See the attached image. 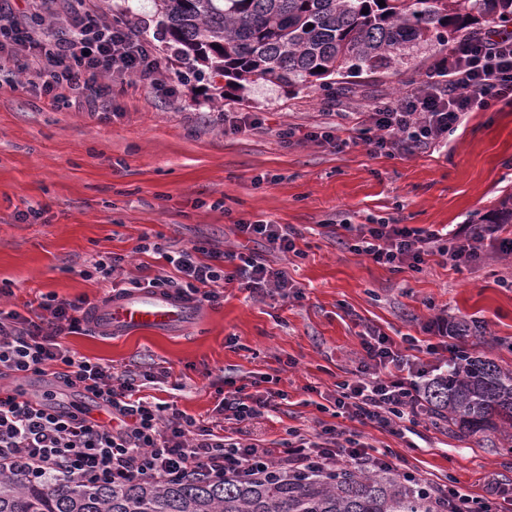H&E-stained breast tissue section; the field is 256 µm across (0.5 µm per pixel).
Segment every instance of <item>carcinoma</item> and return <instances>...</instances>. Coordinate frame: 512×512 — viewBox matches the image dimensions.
<instances>
[{
  "label": "carcinoma",
  "instance_id": "obj_1",
  "mask_svg": "<svg viewBox=\"0 0 512 512\" xmlns=\"http://www.w3.org/2000/svg\"><path fill=\"white\" fill-rule=\"evenodd\" d=\"M385 2L380 6L379 2ZM160 26L192 70L241 93L263 80L332 90L400 72L414 52L512 23V0H155ZM368 13H362V10ZM324 71H316L317 67ZM479 224H512V193ZM428 409L468 436L512 427V371L463 354L425 387ZM429 489L394 469L283 473L218 484L29 482L0 476V512H437Z\"/></svg>",
  "mask_w": 512,
  "mask_h": 512
}]
</instances>
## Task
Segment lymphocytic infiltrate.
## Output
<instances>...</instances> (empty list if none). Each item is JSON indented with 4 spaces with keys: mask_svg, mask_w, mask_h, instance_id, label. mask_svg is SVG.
<instances>
[{
    "mask_svg": "<svg viewBox=\"0 0 512 512\" xmlns=\"http://www.w3.org/2000/svg\"><path fill=\"white\" fill-rule=\"evenodd\" d=\"M66 30L37 28L28 16L15 15L0 0V77L24 74L54 109L86 103L92 111L111 104L109 79L167 92L170 77L140 32L111 21L97 6L83 5L69 17ZM512 105V33L488 29L465 37L434 68L426 80L364 111L355 126L334 124L307 132L310 142L328 143L336 151L356 143L372 152L395 156L433 147L456 130L468 113ZM234 231L248 245L220 250L206 241L173 250L143 236L139 252L159 255L171 274L128 280L127 291L163 290L196 305L217 306L224 287L238 283L252 290H271L281 298L298 297L287 268L263 262L251 243L270 251L295 252L300 232L288 224L238 220ZM495 225L478 230L459 227L444 233L389 220L350 228L338 240L352 252L371 258L395 272L417 269L427 257L440 255L453 264L480 260L486 235ZM91 302L41 295L28 313L0 308V475L17 474L32 482L72 483L151 479L159 482L200 479L220 482L243 474L305 472L336 468L366 470L392 465L391 452L346 437L336 425L343 417L368 423L394 436H404L410 424L427 415L420 381L428 370L415 354L417 340L403 343L374 330L361 339L362 359L353 378L337 383L333 423L315 438L288 429L285 451L264 448L230 437L213 425L167 403L138 394L142 375H113L111 366L77 355L63 344L65 336L92 330ZM49 376L81 397L100 400L108 414L99 420L78 409L56 413V392L47 389L28 399L14 381ZM271 395L228 386L217 406L218 415L236 425L262 418L272 408Z\"/></svg>",
    "mask_w": 512,
    "mask_h": 512,
    "instance_id": "1",
    "label": "lymphocytic infiltrate"
}]
</instances>
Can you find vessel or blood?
Returning <instances> with one entry per match:
<instances>
[{"label":"vessel or blood","mask_w":512,"mask_h":512,"mask_svg":"<svg viewBox=\"0 0 512 512\" xmlns=\"http://www.w3.org/2000/svg\"><path fill=\"white\" fill-rule=\"evenodd\" d=\"M198 312L197 307L174 293L134 291L117 299L98 303L93 317L104 333L119 330H165L187 323Z\"/></svg>","instance_id":"1"}]
</instances>
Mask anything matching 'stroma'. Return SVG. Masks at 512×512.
<instances>
[{"instance_id": "1", "label": "stroma", "mask_w": 512, "mask_h": 512, "mask_svg": "<svg viewBox=\"0 0 512 512\" xmlns=\"http://www.w3.org/2000/svg\"><path fill=\"white\" fill-rule=\"evenodd\" d=\"M102 9L140 27L173 93L116 81L111 111L93 114L53 110L35 91L0 88V307L22 312L50 292L100 300L110 282L82 275L96 257L121 258L120 280L154 276L164 262L137 252L145 234L176 248L206 240L234 250L239 219L293 225L301 256L260 243L254 249L287 267L301 298L231 284L223 304L201 306L186 326L94 331L64 344L118 373L153 372L143 395L200 419L212 416L228 380L284 392L279 410L244 428L268 448L279 447L288 428L310 436L335 421L346 437L392 449L433 484L452 483L482 501L512 488V444L499 433L466 436L424 417L404 440L324 411L337 382L357 368L361 338L372 329L425 342L429 321L464 320L476 326L462 339L468 352L512 370V257L502 251L512 224L484 241L480 264L456 267L431 256L418 272L388 271L338 244L333 232L380 217L452 230L491 211L512 191V106L469 113L447 139L413 155H374L362 144L341 152L313 142L288 146L281 130L301 135L403 92L445 49L422 50L408 71L365 74L333 95L259 80L240 97L177 58L153 0H106ZM227 112L257 113L265 126L225 134ZM30 207L41 216L22 221Z\"/></svg>"}]
</instances>
